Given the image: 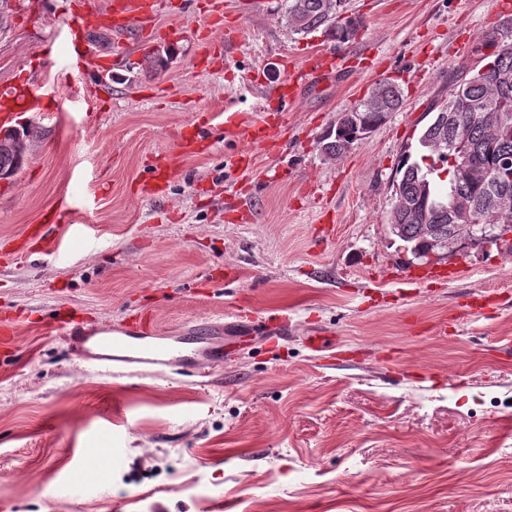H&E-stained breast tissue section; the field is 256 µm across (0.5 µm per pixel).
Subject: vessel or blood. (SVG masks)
<instances>
[{
	"label": "vessel or blood",
	"mask_w": 512,
	"mask_h": 512,
	"mask_svg": "<svg viewBox=\"0 0 512 512\" xmlns=\"http://www.w3.org/2000/svg\"><path fill=\"white\" fill-rule=\"evenodd\" d=\"M157 12L156 0H114L112 11L101 15L88 5V0H75L69 27L75 33L72 45L79 60L93 58L94 51L88 34L99 26H110L114 35H124L131 24L151 25ZM94 59V58H93ZM344 51H319L310 64L294 68L288 74V92L281 97L282 106H290L310 82L332 76L344 68ZM63 242L55 225L38 224L29 227L23 240L17 241L14 255L25 257L33 253L59 252ZM248 328H259L274 340L288 336V320L284 317L263 321L248 318ZM52 332L63 336L77 359L111 372L116 376H134L144 372L155 375L167 370L198 371L202 367L223 363L224 344L210 336H197L191 346L162 341L151 316L134 315L118 327L90 324L59 313L49 324Z\"/></svg>",
	"instance_id": "1"
}]
</instances>
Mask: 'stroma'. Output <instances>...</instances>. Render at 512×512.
<instances>
[{
    "label": "stroma",
    "instance_id": "stroma-1",
    "mask_svg": "<svg viewBox=\"0 0 512 512\" xmlns=\"http://www.w3.org/2000/svg\"><path fill=\"white\" fill-rule=\"evenodd\" d=\"M71 3L0 7V85L45 80L40 110L11 124L24 162L0 179V241L57 213L66 242L0 251V317L20 322L0 344V512H512V247L447 255L427 279L387 224L397 165L476 66L495 0H344L363 22L353 74L311 88L272 150L245 126L336 44L294 33L290 0H161L150 29L93 30L122 59L103 88L64 58ZM158 49L171 55L155 71ZM383 82L399 110L327 156L338 113ZM188 129L207 150L181 152ZM164 154L173 175L142 195ZM470 297L485 315L465 314ZM240 308L286 315L292 336L235 346ZM60 309L145 313L173 339L219 317L231 350L199 373L116 377L46 329ZM313 331L335 349H308ZM103 448L102 475L73 481Z\"/></svg>",
    "mask_w": 512,
    "mask_h": 512
}]
</instances>
